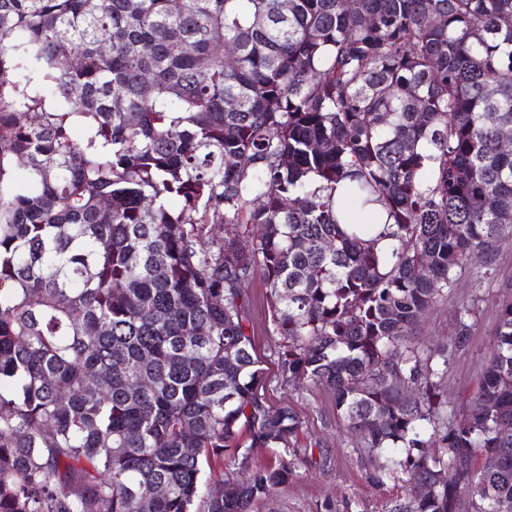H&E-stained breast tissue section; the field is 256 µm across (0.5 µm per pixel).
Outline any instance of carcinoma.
I'll return each mask as SVG.
<instances>
[{
	"label": "carcinoma",
	"instance_id": "obj_1",
	"mask_svg": "<svg viewBox=\"0 0 512 512\" xmlns=\"http://www.w3.org/2000/svg\"><path fill=\"white\" fill-rule=\"evenodd\" d=\"M506 127L512 0H0V512H249L287 484L258 271L279 377L388 451L389 512L512 502V301L450 420L447 351L409 339L512 234Z\"/></svg>",
	"mask_w": 512,
	"mask_h": 512
}]
</instances>
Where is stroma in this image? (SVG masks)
<instances>
[{"label": "stroma", "instance_id": "obj_1", "mask_svg": "<svg viewBox=\"0 0 512 512\" xmlns=\"http://www.w3.org/2000/svg\"><path fill=\"white\" fill-rule=\"evenodd\" d=\"M250 294L253 342L265 370L267 396L273 405L290 406L302 422L294 477L269 498L254 503L251 512H389L392 503L404 497L405 487L399 481L377 483L384 453L364 448L360 437L346 429L326 390L302 383L282 384L276 367L281 338L273 331L262 278H255ZM510 296L512 236L508 235L488 264L466 270L455 292L441 299L418 323L417 341L448 349L444 385L449 410H456L475 389L497 324L496 304ZM471 302L477 303L479 317L468 345L457 349L453 346L455 313Z\"/></svg>", "mask_w": 512, "mask_h": 512}]
</instances>
